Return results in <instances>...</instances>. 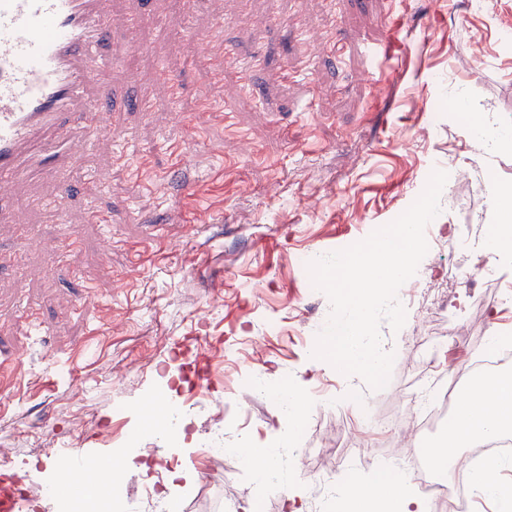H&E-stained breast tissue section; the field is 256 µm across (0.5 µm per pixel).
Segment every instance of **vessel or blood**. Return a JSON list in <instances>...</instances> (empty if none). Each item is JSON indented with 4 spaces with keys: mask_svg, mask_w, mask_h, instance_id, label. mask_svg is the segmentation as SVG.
Returning a JSON list of instances; mask_svg holds the SVG:
<instances>
[{
    "mask_svg": "<svg viewBox=\"0 0 512 512\" xmlns=\"http://www.w3.org/2000/svg\"><path fill=\"white\" fill-rule=\"evenodd\" d=\"M112 0H0V224L16 221L25 182L67 172L116 108L108 53ZM16 476H0V512H23Z\"/></svg>",
    "mask_w": 512,
    "mask_h": 512,
    "instance_id": "1",
    "label": "vessel or blood"
}]
</instances>
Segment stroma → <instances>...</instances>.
<instances>
[{"label":"stroma","mask_w":512,"mask_h":512,"mask_svg":"<svg viewBox=\"0 0 512 512\" xmlns=\"http://www.w3.org/2000/svg\"><path fill=\"white\" fill-rule=\"evenodd\" d=\"M222 2L218 14L210 0H113L111 48L121 61L112 85L125 107L104 118L61 208L38 204L53 197L51 180L17 191L19 223L75 245L66 266L0 228V358L18 361L0 412V448L11 456L0 473L45 482L56 476L59 451L91 461L132 447L148 471H122L119 500L151 488L170 491L179 512H224L228 498L249 512H284L289 492L308 502L315 472L336 459L337 438L373 448L388 437L364 435L343 374L303 341L330 301L308 287L299 255L345 249L396 219L435 159L455 158L469 171L461 186L468 208L440 211V231L468 224L481 237L501 219L498 202H512V154L478 150L468 119L490 112L512 126V48L501 43L512 31V0ZM143 8L153 20L129 40L126 21ZM328 31L339 53L320 45ZM202 34L223 79L194 57L191 40ZM140 42L148 51H137ZM229 50L261 53L251 85L226 60ZM203 88L214 116L197 127ZM144 90L154 103L147 116L131 107ZM91 211L98 222H88ZM499 267L498 286L512 290V259ZM495 287L476 279L453 288L461 330L433 370L467 365L489 330L512 338V307L494 308ZM416 326L380 325L401 392L424 369ZM198 353L211 364L210 401L225 421H246L256 448L282 447L288 434L275 398L252 393L244 374L301 384L306 437L323 444L325 458L297 455L282 478L262 483L237 451L202 484L209 419L178 391L170 399L183 409L180 448L159 431L131 443L152 396L194 379ZM325 388L335 412L315 399ZM172 454L193 475L175 487L156 466Z\"/></svg>","instance_id":"obj_1"}]
</instances>
